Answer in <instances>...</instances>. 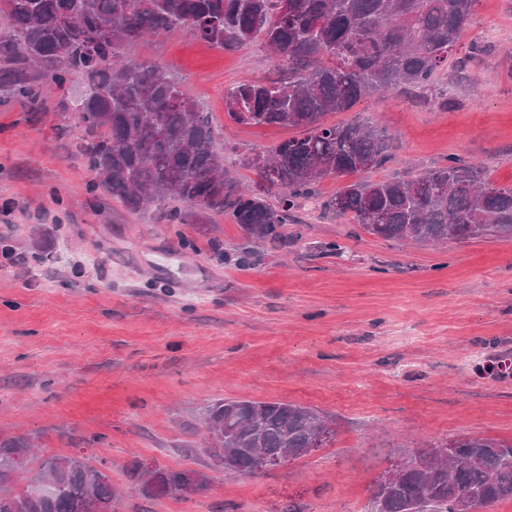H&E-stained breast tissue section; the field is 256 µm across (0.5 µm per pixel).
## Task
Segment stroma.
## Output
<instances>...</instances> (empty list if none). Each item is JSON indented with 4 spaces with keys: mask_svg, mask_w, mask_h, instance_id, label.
Here are the masks:
<instances>
[{
    "mask_svg": "<svg viewBox=\"0 0 512 512\" xmlns=\"http://www.w3.org/2000/svg\"><path fill=\"white\" fill-rule=\"evenodd\" d=\"M475 39L488 56L435 78L454 107L390 96L328 115L384 130L391 159L377 177L455 156L512 185V0H480L458 54ZM137 57L205 104L225 167L243 179L245 154L294 134L225 115L236 81L280 77L262 44L227 54L179 29L145 38ZM82 88L77 76L49 88L36 113L0 98L1 437L103 458L115 512H367L405 452L461 435L512 440V374L474 370L490 352L512 362V236L402 244L308 203L287 245L250 247L221 216L203 237L167 223V202L129 212L90 194L95 175L64 127L57 103ZM36 226L39 251L28 246ZM222 398L311 406L333 433L276 468L217 471L200 419ZM135 457L208 472L210 486L141 497L125 477Z\"/></svg>",
    "mask_w": 512,
    "mask_h": 512,
    "instance_id": "35a3bbf8",
    "label": "stroma"
}]
</instances>
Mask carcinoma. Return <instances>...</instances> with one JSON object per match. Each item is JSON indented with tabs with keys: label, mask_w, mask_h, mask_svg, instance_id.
I'll return each mask as SVG.
<instances>
[{
	"label": "carcinoma",
	"mask_w": 512,
	"mask_h": 512,
	"mask_svg": "<svg viewBox=\"0 0 512 512\" xmlns=\"http://www.w3.org/2000/svg\"><path fill=\"white\" fill-rule=\"evenodd\" d=\"M478 0H0V92L34 105L48 82L65 88L75 74L87 93L70 112L79 149L97 182L91 191L144 213L166 198L171 224H209L213 214L239 225L250 242L281 243L296 211L319 196L328 178H363L341 185L324 212L367 234L416 244L512 236V186L450 157L421 172L372 179L389 157L374 123L330 125L383 93L414 100L445 68L462 70L487 47L474 41L455 56ZM186 29L208 44L237 52L259 41L288 77L241 81L225 94L227 117L239 125L296 128L300 134L265 151L271 166L242 165L246 183L224 168L214 127L199 103L164 70L128 53L147 37ZM204 452L221 466L253 472L262 450L276 459L311 453L321 411L289 402L224 398L203 412ZM458 448L448 465L440 448ZM26 436L0 438V512H113L117 491L89 454L50 455L30 467ZM403 473L377 481L371 501L381 512H457L474 498L480 507L512 500V442L466 435L429 444L397 462ZM127 476L146 498L204 491L196 470L158 466L146 476L134 458Z\"/></svg>",
	"instance_id": "carcinoma-1"
}]
</instances>
